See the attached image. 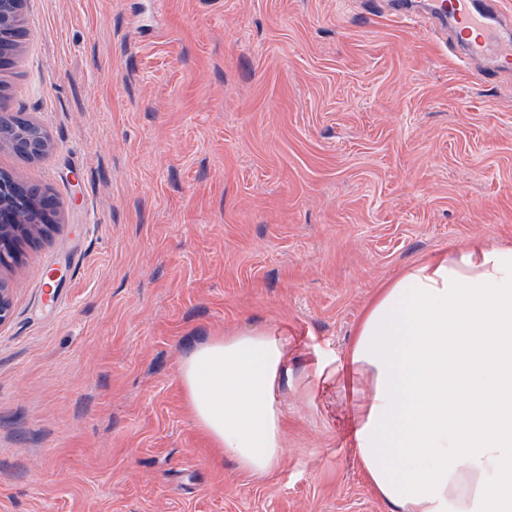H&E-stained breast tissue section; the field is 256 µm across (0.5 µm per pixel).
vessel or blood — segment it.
<instances>
[{
    "label": "vessel or blood",
    "mask_w": 512,
    "mask_h": 512,
    "mask_svg": "<svg viewBox=\"0 0 512 512\" xmlns=\"http://www.w3.org/2000/svg\"><path fill=\"white\" fill-rule=\"evenodd\" d=\"M433 30L450 31L458 55L487 63L491 76L512 74V16L499 0H433Z\"/></svg>",
    "instance_id": "1"
}]
</instances>
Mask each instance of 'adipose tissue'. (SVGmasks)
Instances as JSON below:
<instances>
[{
	"instance_id": "obj_1",
	"label": "adipose tissue",
	"mask_w": 512,
	"mask_h": 512,
	"mask_svg": "<svg viewBox=\"0 0 512 512\" xmlns=\"http://www.w3.org/2000/svg\"><path fill=\"white\" fill-rule=\"evenodd\" d=\"M346 358L365 387L351 448L388 512H512V243L414 263L379 288ZM288 339L225 331L181 359L196 426L240 471L284 453Z\"/></svg>"
}]
</instances>
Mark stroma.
<instances>
[{"label":"stroma","instance_id":"1","mask_svg":"<svg viewBox=\"0 0 512 512\" xmlns=\"http://www.w3.org/2000/svg\"><path fill=\"white\" fill-rule=\"evenodd\" d=\"M0 108L53 198L0 277V512H386L342 367L410 264L512 241V78L367 0H23ZM58 269L57 305L41 301ZM288 337L285 453L219 457L179 361L225 329Z\"/></svg>","mask_w":512,"mask_h":512}]
</instances>
